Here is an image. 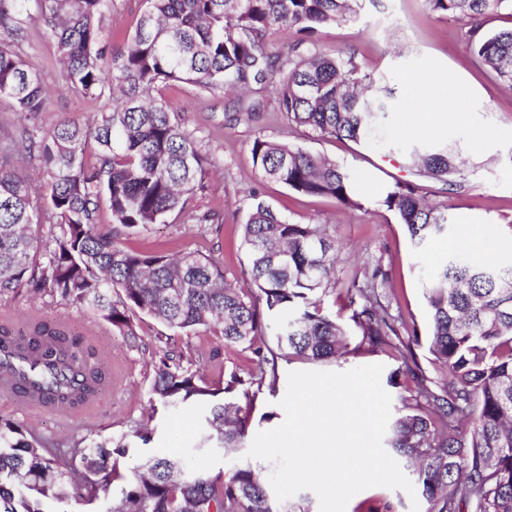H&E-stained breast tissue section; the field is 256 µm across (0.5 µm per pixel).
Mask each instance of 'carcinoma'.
I'll use <instances>...</instances> for the list:
<instances>
[{
  "mask_svg": "<svg viewBox=\"0 0 512 512\" xmlns=\"http://www.w3.org/2000/svg\"><path fill=\"white\" fill-rule=\"evenodd\" d=\"M360 0H145L135 29L119 44L102 40L111 0H0V98L35 119L46 111L48 77L13 48L28 24L41 23L56 48L67 87L104 102L92 123L63 119L24 141L0 147V297L28 286L35 294L95 310L125 336L134 320L153 317L174 332L205 329L226 347L253 354L244 380L232 372L216 387L183 357L164 354L155 367L151 401L167 409L205 412L193 453L246 447L252 407L246 384L275 388L279 361L297 357L333 363L350 342L391 351L403 362L425 345L433 368H398L390 382L410 380L387 445L411 468L427 512H512V265L473 263L462 254L441 259L427 277L428 327L419 332L389 313L390 273L377 266L354 284L352 327L323 310L335 291L336 254L325 224L293 222L259 201L243 224L248 286L224 278L215 260L197 251L175 257L130 248L119 236L187 214L207 158L201 142L162 89L183 83L210 94L235 93L234 120L265 111L271 87L288 124L321 137L365 142L377 137L393 90L363 70L355 54L295 51L282 57L270 38L295 29L308 37L357 17ZM430 11L472 21L512 0H426ZM474 59L512 87V28L471 31ZM38 161L42 180L19 168L15 155ZM253 165L262 176L308 196L361 210L354 178L342 162L301 146L256 137ZM407 168L457 188L466 180L453 147L414 146ZM107 204L113 227L99 222ZM379 205L393 213L412 244L425 250L448 236V207L432 203L408 181L391 185ZM280 319L274 341L268 319ZM0 370L19 362L22 379L67 407L112 385V369L82 337L38 321L30 336L0 329ZM241 392L245 403L235 396ZM152 431L98 440L74 433L56 448L23 425L0 418V512H60L56 489L71 475L74 500H105L127 479L106 512H310L309 503L278 501L249 465L211 475L184 454L149 456L130 477L120 470L131 449Z\"/></svg>",
  "mask_w": 512,
  "mask_h": 512,
  "instance_id": "cac0c4a2",
  "label": "carcinoma"
}]
</instances>
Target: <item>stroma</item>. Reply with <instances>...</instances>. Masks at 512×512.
I'll return each mask as SVG.
<instances>
[{"label": "stroma", "instance_id": "stroma-1", "mask_svg": "<svg viewBox=\"0 0 512 512\" xmlns=\"http://www.w3.org/2000/svg\"><path fill=\"white\" fill-rule=\"evenodd\" d=\"M143 8L144 0H112L102 23L104 40L113 42L131 32ZM472 26L470 20L429 11L425 0H377L357 21L319 29L315 36L319 48L355 53L366 72L384 76L386 85L393 89L395 110L389 113L384 138L378 142L323 139L308 129H290L274 109L276 95L271 90L266 93L268 112L258 121L236 123L227 119V96L185 85L165 89L166 102L201 140L210 160L204 187L197 193L199 208L220 211L223 222L209 229L174 216L127 238V245L146 252L197 250L213 254L224 267L225 279L244 286L242 226L252 205L261 200L292 221L328 225L336 242V289L324 297V310L339 312L353 279L362 276L367 267L379 264L391 273L393 312L425 329L428 315L423 277L438 263L440 254L433 247L418 251L394 215L378 205L381 193L395 180L412 178L430 200L447 204L452 250L477 263L512 264V91L471 59L468 32ZM20 50L37 70L50 78L56 76L55 48L40 24L28 25ZM434 76L447 79L449 92L465 96L468 110L460 114L455 125L425 139L412 131L404 108L415 89ZM101 107V101L59 83L50 92L38 123L48 128L65 118L84 124ZM259 135L344 161L359 186L363 210L347 212L332 199L302 195L266 180L254 167L250 152ZM480 136L486 142L476 154L471 144ZM424 139L455 147L468 159L464 188L450 191L434 179L409 175L403 166L404 147ZM38 318L66 323L72 332L91 339L100 357L112 365V386L97 408L94 434L128 436L142 420L153 429L150 446L134 449L130 455L127 466L131 469L152 453L187 452L198 429L200 414L196 410L156 413L151 408L153 370L164 350L192 359L194 368L216 386L223 385L230 372L245 378L253 368L250 353L224 347L202 330L174 334L156 319L144 316L136 321V335L130 338L114 331L90 309L69 306L48 295H34L26 287L0 298V324L9 323L14 332H25L29 322ZM312 368V363L299 359L280 362L276 387L264 386L256 392L255 411L260 418L253 422V431L282 423L284 412L279 402L286 393L289 373ZM0 417L58 443L84 425L80 419L65 424L49 415L21 414L4 396L0 397Z\"/></svg>", "mask_w": 512, "mask_h": 512}]
</instances>
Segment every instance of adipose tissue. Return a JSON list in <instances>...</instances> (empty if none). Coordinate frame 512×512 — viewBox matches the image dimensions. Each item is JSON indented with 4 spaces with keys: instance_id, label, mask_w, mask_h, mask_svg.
Listing matches in <instances>:
<instances>
[{
    "instance_id": "ef3b65f1",
    "label": "adipose tissue",
    "mask_w": 512,
    "mask_h": 512,
    "mask_svg": "<svg viewBox=\"0 0 512 512\" xmlns=\"http://www.w3.org/2000/svg\"><path fill=\"white\" fill-rule=\"evenodd\" d=\"M465 107L462 96H449L446 80L436 78L419 87L408 112L410 124L418 132L432 133L442 125L453 123Z\"/></svg>"
}]
</instances>
